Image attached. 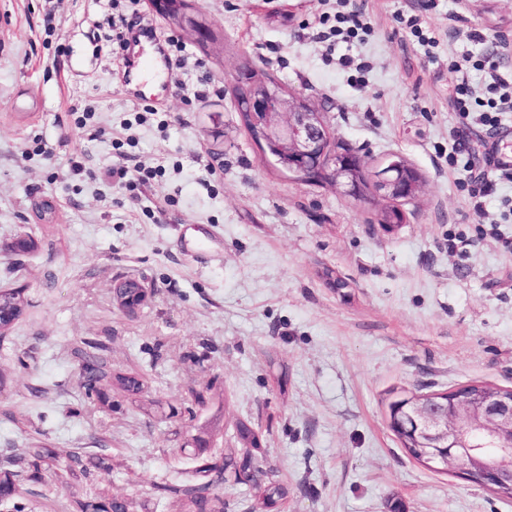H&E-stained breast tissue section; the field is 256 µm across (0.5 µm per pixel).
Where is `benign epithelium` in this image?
I'll use <instances>...</instances> for the list:
<instances>
[{
    "label": "benign epithelium",
    "instance_id": "1",
    "mask_svg": "<svg viewBox=\"0 0 512 512\" xmlns=\"http://www.w3.org/2000/svg\"><path fill=\"white\" fill-rule=\"evenodd\" d=\"M165 21L193 42L204 21L193 11ZM259 138L270 145L285 168L318 167L324 183L358 201L378 195L391 201L415 199L422 180L401 157L369 169L336 150L324 114L300 93L266 87L251 94L249 106ZM396 414L409 434V447L435 470L455 465L497 494L512 495V389L483 382L460 385L445 393L408 394Z\"/></svg>",
    "mask_w": 512,
    "mask_h": 512
}]
</instances>
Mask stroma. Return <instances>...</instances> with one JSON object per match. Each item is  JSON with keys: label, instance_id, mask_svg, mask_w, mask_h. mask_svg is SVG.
<instances>
[{"label": "stroma", "instance_id": "stroma-1", "mask_svg": "<svg viewBox=\"0 0 512 512\" xmlns=\"http://www.w3.org/2000/svg\"><path fill=\"white\" fill-rule=\"evenodd\" d=\"M195 4L222 53L183 40L150 0L138 10L152 34L121 55L106 19L127 0H0V290L28 300L0 339V475L27 512L102 489L134 512H189L199 485L224 512H512L458 467L422 466L388 418L398 394L512 389V176L486 170L491 226L448 169L454 137L475 155L495 141L460 124L451 70L482 88L472 61L494 52L512 79V0H346L373 31L333 45L317 33L336 0ZM403 14L420 15L432 47ZM148 47L173 65L125 82V60ZM245 63L307 96L368 166L396 153L419 171L404 224L385 231L384 199L297 180L264 155L232 94ZM138 165L161 174L131 191L114 171ZM25 234L37 248L16 251ZM329 270L347 288H328ZM127 279L150 293L132 313L114 299ZM95 350L142 392L104 382L109 404L89 405L80 369ZM242 421L259 447L238 444ZM36 444L60 464L40 479ZM76 453L97 468L68 470ZM247 455L257 481L204 469ZM272 482L277 509L260 493Z\"/></svg>", "mask_w": 512, "mask_h": 512}]
</instances>
